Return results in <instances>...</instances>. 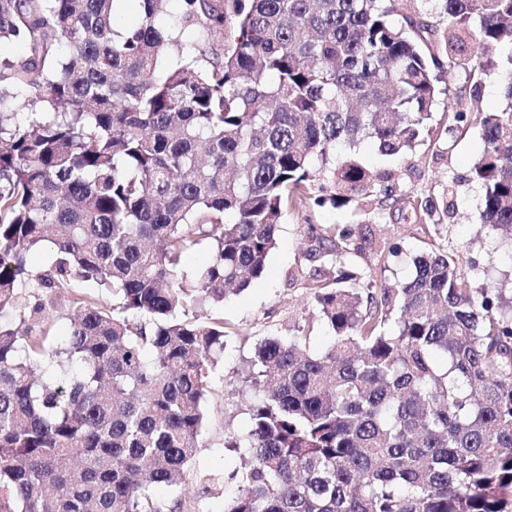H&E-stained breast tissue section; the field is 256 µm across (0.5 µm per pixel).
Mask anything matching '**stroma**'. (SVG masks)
I'll return each instance as SVG.
<instances>
[{
    "mask_svg": "<svg viewBox=\"0 0 512 512\" xmlns=\"http://www.w3.org/2000/svg\"><path fill=\"white\" fill-rule=\"evenodd\" d=\"M511 54L512 48L505 45L487 51L479 86H472L461 73L449 79L448 96L439 97L433 108L429 136L412 151L386 156L370 140L358 147V159L373 175H394L396 201L391 207L380 208L376 197L365 195L341 208L327 204L313 210H286L262 276L239 294L228 296L220 307L233 334L213 375L200 446L182 487L157 490V497L182 498L192 512H224L237 492L234 485L225 483L224 474L240 464L238 451L227 442L246 431L247 398L254 390L247 376L248 359L262 340L288 338L300 327L310 334L313 348L328 343L330 332L320 323L314 296L302 280L310 267L304 225H317L323 234L338 224H365L376 243H399L401 255L389 258L386 265L374 264L370 255L360 256V264L371 268L373 288L410 279L414 258L441 248L456 256L474 291L498 296L505 304L512 302V237L482 222L481 192L468 179L482 151L479 117L503 108L501 87L512 72L506 62ZM452 109L467 113L470 122L464 133L451 137L446 127ZM427 199L436 205L430 217L414 210ZM438 223L443 226L439 234L434 231Z\"/></svg>",
    "mask_w": 512,
    "mask_h": 512,
    "instance_id": "35a3bbf8",
    "label": "stroma"
}]
</instances>
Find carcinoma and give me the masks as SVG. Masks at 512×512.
<instances>
[{
  "instance_id": "carcinoma-1",
  "label": "carcinoma",
  "mask_w": 512,
  "mask_h": 512,
  "mask_svg": "<svg viewBox=\"0 0 512 512\" xmlns=\"http://www.w3.org/2000/svg\"><path fill=\"white\" fill-rule=\"evenodd\" d=\"M0 0V512H181L224 319L200 312L259 278L288 203L393 198L351 153L401 156L429 135L434 70L470 79L512 45V0ZM235 18L226 31L228 13ZM448 18L441 50L425 16ZM480 116L469 180L483 222L512 233V79ZM316 246L304 284L333 333L268 338L262 397L230 447L225 512H512V313L455 257L414 259L378 291L355 258L400 252L350 224ZM206 242L188 275L183 254ZM49 252L44 268L30 256ZM90 283L58 342L54 310ZM137 2L132 0H121L116 2L113 27L116 30H121L126 26L136 23L138 20V9L136 8Z\"/></svg>"
}]
</instances>
